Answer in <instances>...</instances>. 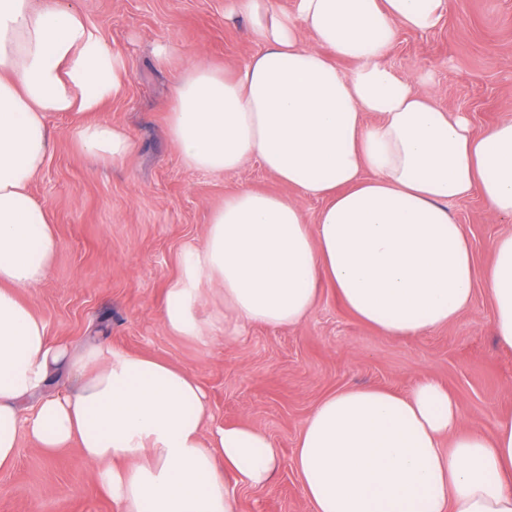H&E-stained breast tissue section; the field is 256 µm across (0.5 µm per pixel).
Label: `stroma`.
Instances as JSON below:
<instances>
[{
    "instance_id": "35a3bbf8",
    "label": "stroma",
    "mask_w": 512,
    "mask_h": 512,
    "mask_svg": "<svg viewBox=\"0 0 512 512\" xmlns=\"http://www.w3.org/2000/svg\"><path fill=\"white\" fill-rule=\"evenodd\" d=\"M129 69L123 92L95 117L121 127L134 147L121 162L94 161L78 146L76 121L53 116L48 161L32 183L60 242L47 279L24 299L51 339L71 352L93 343L167 360L194 372L212 422L246 424L278 448L280 469L265 488L238 485L239 512H311L293 466L306 417L324 397L350 385L408 391L431 377L459 401L466 424L493 430L512 414V350L498 345L492 304L477 285L469 310L446 327L396 340L356 319L328 286L295 327L251 325L203 346L169 333L164 291L184 250L201 244L211 212L244 188L293 196L258 162L223 175L187 169L167 134L174 84L187 59L202 55L230 68L256 54L243 13L231 0H69ZM178 51L167 64L155 43ZM442 108L465 113L481 131L512 119V0H446L432 31H399L388 59ZM475 262L511 225L479 196L452 205ZM0 512H116L78 448L46 456L20 436L17 461L0 471Z\"/></svg>"
}]
</instances>
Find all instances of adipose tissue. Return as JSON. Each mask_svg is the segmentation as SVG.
I'll return each instance as SVG.
<instances>
[{"label": "adipose tissue", "instance_id": "1", "mask_svg": "<svg viewBox=\"0 0 512 512\" xmlns=\"http://www.w3.org/2000/svg\"><path fill=\"white\" fill-rule=\"evenodd\" d=\"M235 5L262 49L230 71L186 63L169 137L188 169L228 173L255 159L324 205L310 225L297 196L225 197L165 290L166 330L204 346L224 334L223 319L198 314L205 283L236 325L268 327L303 323L325 283L360 321L405 339L455 321L481 282L495 338L512 349V231L479 268L451 208L475 194L512 220V121L474 132L388 62L397 30L435 29L445 0ZM127 77L124 58L65 0H0V471L24 433L48 455L79 448L117 512H238L235 485L265 487L279 470L265 433L208 429L206 393L181 366L103 345L71 354L20 297L58 251L49 211L29 192L50 153V118L78 117L85 152L123 160L130 136L92 114ZM61 367L74 391L23 412ZM294 466L313 512H512V416L489 433L465 425L456 397L428 378L405 394L347 386L305 419Z\"/></svg>", "mask_w": 512, "mask_h": 512}]
</instances>
